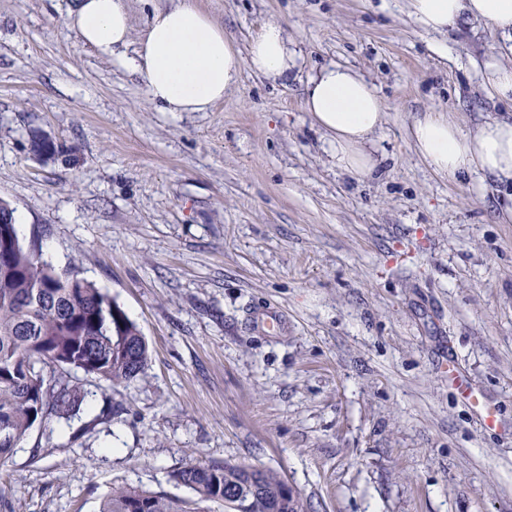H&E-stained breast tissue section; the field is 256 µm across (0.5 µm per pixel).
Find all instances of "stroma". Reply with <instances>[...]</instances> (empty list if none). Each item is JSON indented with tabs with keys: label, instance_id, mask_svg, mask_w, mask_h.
<instances>
[{
	"label": "stroma",
	"instance_id": "stroma-1",
	"mask_svg": "<svg viewBox=\"0 0 512 512\" xmlns=\"http://www.w3.org/2000/svg\"><path fill=\"white\" fill-rule=\"evenodd\" d=\"M71 2L0 0V199L24 244L126 312L151 362L87 380L86 412L33 430L0 464V512H98L118 484L188 500L170 474L190 461L272 469L312 512H512L503 188L437 175L408 137L426 112L467 130L512 113L482 86L512 46L472 20L426 33L406 0H195L242 51L281 22L296 66L163 112L81 44ZM332 62L382 102L368 179L336 168L303 107Z\"/></svg>",
	"mask_w": 512,
	"mask_h": 512
}]
</instances>
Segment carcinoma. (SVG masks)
Wrapping results in <instances>:
<instances>
[{
  "mask_svg": "<svg viewBox=\"0 0 512 512\" xmlns=\"http://www.w3.org/2000/svg\"><path fill=\"white\" fill-rule=\"evenodd\" d=\"M149 346L137 324L94 284L38 260L17 240L13 212L0 224V461L9 459L37 427L69 424L88 405L78 374L111 385L137 378ZM171 479L194 498L114 486L99 512H309L297 495L281 497L284 481L262 466L188 463ZM263 492L240 497L251 480Z\"/></svg>",
  "mask_w": 512,
  "mask_h": 512,
  "instance_id": "cac0c4a2",
  "label": "carcinoma"
}]
</instances>
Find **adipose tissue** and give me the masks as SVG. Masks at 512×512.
Masks as SVG:
<instances>
[{
    "label": "adipose tissue",
    "mask_w": 512,
    "mask_h": 512,
    "mask_svg": "<svg viewBox=\"0 0 512 512\" xmlns=\"http://www.w3.org/2000/svg\"><path fill=\"white\" fill-rule=\"evenodd\" d=\"M414 23L441 33L460 19L479 21L512 42V0H408ZM67 25L86 46L138 73L151 100L164 112H205L238 87L242 67L287 82L296 53L279 23L265 24L239 54L223 27L193 0L156 9L139 39L124 0H75ZM304 109L332 149L338 169L373 176L378 162L369 150L384 114L375 85L343 64L322 67L307 83ZM417 155L437 174L512 184V115L464 130L442 112H428L409 128Z\"/></svg>",
    "instance_id": "adipose-tissue-1"
}]
</instances>
